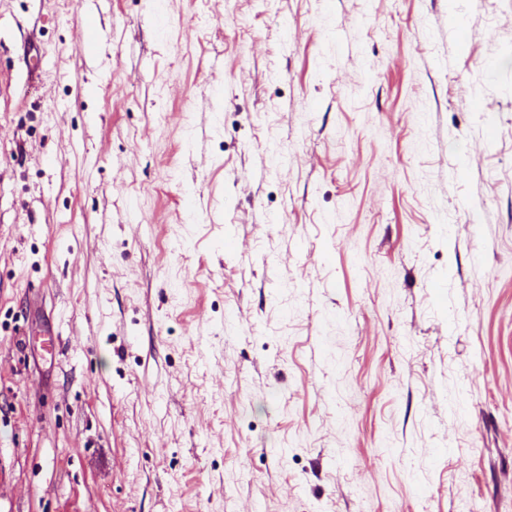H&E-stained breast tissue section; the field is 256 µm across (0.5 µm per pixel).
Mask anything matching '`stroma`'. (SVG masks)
Masks as SVG:
<instances>
[{
	"label": "stroma",
	"mask_w": 512,
	"mask_h": 512,
	"mask_svg": "<svg viewBox=\"0 0 512 512\" xmlns=\"http://www.w3.org/2000/svg\"><path fill=\"white\" fill-rule=\"evenodd\" d=\"M0 512H512V0H0Z\"/></svg>",
	"instance_id": "35a3bbf8"
}]
</instances>
